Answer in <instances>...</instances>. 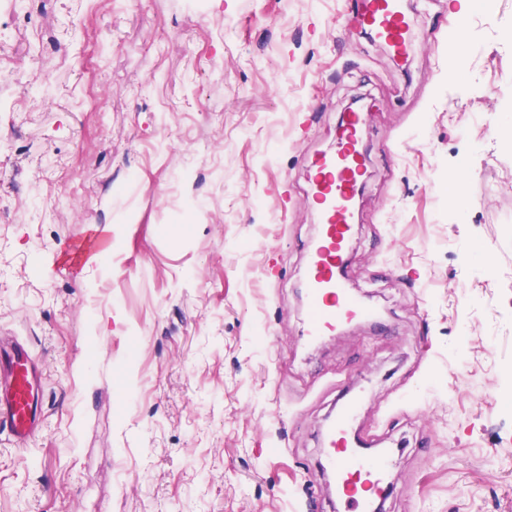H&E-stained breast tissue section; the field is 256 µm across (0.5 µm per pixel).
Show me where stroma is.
Wrapping results in <instances>:
<instances>
[{
	"mask_svg": "<svg viewBox=\"0 0 512 512\" xmlns=\"http://www.w3.org/2000/svg\"><path fill=\"white\" fill-rule=\"evenodd\" d=\"M405 6L400 60L353 0H0V68L43 75L0 86V336L45 398L26 447L0 436V512H335L321 429L360 374L383 512H512V0L456 71L448 0ZM355 100L344 276L386 328L311 348L309 168Z\"/></svg>",
	"mask_w": 512,
	"mask_h": 512,
	"instance_id": "1",
	"label": "stroma"
}]
</instances>
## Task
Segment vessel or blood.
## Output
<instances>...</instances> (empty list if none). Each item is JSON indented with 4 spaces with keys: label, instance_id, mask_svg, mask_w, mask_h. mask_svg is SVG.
<instances>
[{
    "label": "vessel or blood",
    "instance_id": "1",
    "mask_svg": "<svg viewBox=\"0 0 512 512\" xmlns=\"http://www.w3.org/2000/svg\"><path fill=\"white\" fill-rule=\"evenodd\" d=\"M356 15L396 55L410 46V21L401 0H355ZM365 115L347 113L330 153L321 155L311 182L312 203L320 218L317 241L309 248L305 293V338L317 343L349 321L371 322L376 309L353 295L341 274L343 255L356 222L360 184L365 174L360 148ZM41 372L26 341L0 345V435L23 442L42 426L43 404L36 393ZM368 386L356 388L338 405L322 435L321 466L344 504V512H375L389 494L390 454L353 448L348 435Z\"/></svg>",
    "mask_w": 512,
    "mask_h": 512
}]
</instances>
